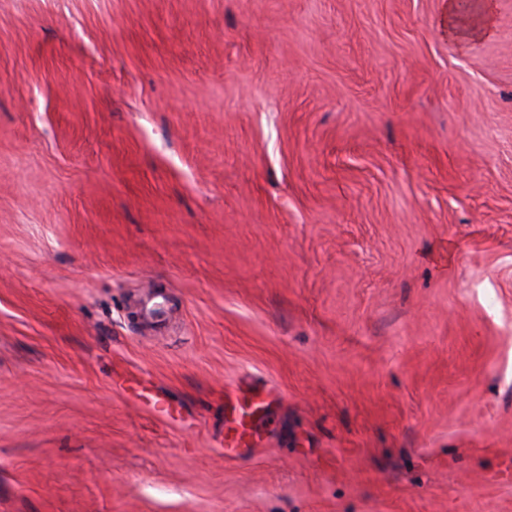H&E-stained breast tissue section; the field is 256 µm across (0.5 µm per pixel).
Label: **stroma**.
<instances>
[{
	"label": "stroma",
	"mask_w": 512,
	"mask_h": 512,
	"mask_svg": "<svg viewBox=\"0 0 512 512\" xmlns=\"http://www.w3.org/2000/svg\"><path fill=\"white\" fill-rule=\"evenodd\" d=\"M446 2L0 0V512H512V0ZM459 1L461 0H448L446 4V16H448V37L451 39L461 38V37H480L487 34V25H486V12L488 10V5L485 2H478L475 10L480 11V23L478 25H474L470 28L468 32H462L457 27V22L459 19L466 14L463 13L466 11L464 6ZM224 405L229 413L234 416L235 414L240 416L239 426L244 429L243 420L247 415H258L268 410L270 404L265 397L259 392L257 393L247 407L240 404L238 398L232 400L229 395L225 392L224 394ZM241 410V413H240Z\"/></svg>",
	"instance_id": "35a3bbf8"
}]
</instances>
